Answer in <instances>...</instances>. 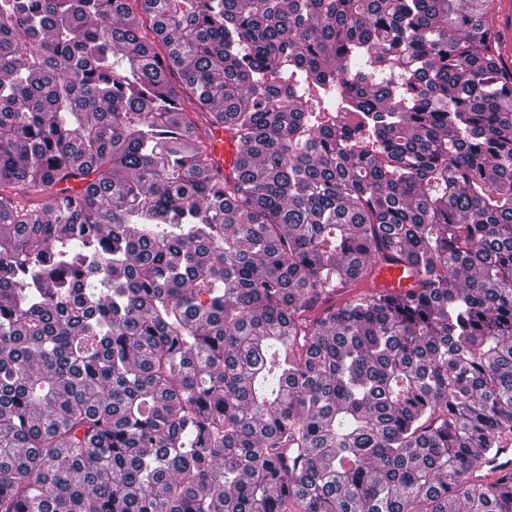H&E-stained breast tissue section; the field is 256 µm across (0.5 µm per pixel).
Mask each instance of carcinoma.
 I'll list each match as a JSON object with an SVG mask.
<instances>
[{
  "label": "carcinoma",
  "instance_id": "1",
  "mask_svg": "<svg viewBox=\"0 0 512 512\" xmlns=\"http://www.w3.org/2000/svg\"><path fill=\"white\" fill-rule=\"evenodd\" d=\"M496 2L0 0V512H512ZM209 143L215 156L224 167V172L228 174L237 158V149L233 141L227 133H224L223 128L217 127L212 130ZM412 278L403 277V270L399 267H384L377 275L376 284L397 291L407 289L412 283ZM503 446L505 448H497L495 455L488 461L481 477L476 480L477 483L495 482L507 472H510L512 475V438L504 441ZM503 455H507L506 458H503Z\"/></svg>",
  "mask_w": 512,
  "mask_h": 512
}]
</instances>
